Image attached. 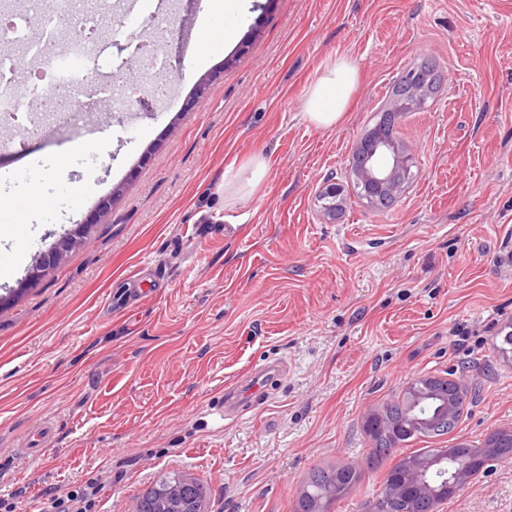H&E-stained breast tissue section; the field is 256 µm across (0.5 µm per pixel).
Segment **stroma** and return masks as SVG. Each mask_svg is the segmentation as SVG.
<instances>
[{
    "label": "stroma",
    "instance_id": "stroma-1",
    "mask_svg": "<svg viewBox=\"0 0 512 512\" xmlns=\"http://www.w3.org/2000/svg\"><path fill=\"white\" fill-rule=\"evenodd\" d=\"M85 5L135 19L132 35L156 29L174 81L126 107L86 90L104 136L54 115L0 147V202L33 184L51 201L0 223V497L95 479L99 512H133L174 470L208 487V512H294L313 469L351 463L359 480L330 512H367L401 458L512 427V0H249L203 67L188 24L205 0H163L157 27L118 0ZM343 55L359 73L351 105L316 127L305 92ZM429 58L433 102L394 126L417 149L413 178L375 207L348 166L400 73ZM86 138L56 176L59 150ZM257 155L259 185L225 191ZM331 181L345 205L328 221L317 196ZM87 219L84 243L25 286ZM267 359L284 366L269 399L219 419L221 390ZM447 374L467 392L456 427L371 465L367 410ZM46 423L51 445L27 456ZM438 512H512V460Z\"/></svg>",
    "mask_w": 512,
    "mask_h": 512
}]
</instances>
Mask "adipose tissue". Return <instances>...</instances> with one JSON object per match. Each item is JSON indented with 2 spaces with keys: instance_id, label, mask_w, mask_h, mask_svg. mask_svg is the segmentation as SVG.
Instances as JSON below:
<instances>
[{
  "instance_id": "adipose-tissue-1",
  "label": "adipose tissue",
  "mask_w": 512,
  "mask_h": 512,
  "mask_svg": "<svg viewBox=\"0 0 512 512\" xmlns=\"http://www.w3.org/2000/svg\"><path fill=\"white\" fill-rule=\"evenodd\" d=\"M229 15L234 18L230 24L225 21ZM244 17L243 0H206L195 47L197 64H205L232 42L238 34L237 22ZM357 84L358 71L347 57L323 61L303 100L307 120L321 128L334 127L348 111Z\"/></svg>"
}]
</instances>
